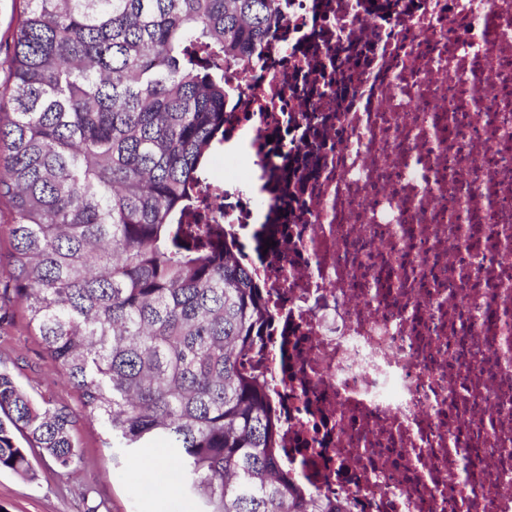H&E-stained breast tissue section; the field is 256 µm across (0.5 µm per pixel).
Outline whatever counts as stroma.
<instances>
[{
  "label": "stroma",
  "instance_id": "obj_1",
  "mask_svg": "<svg viewBox=\"0 0 512 512\" xmlns=\"http://www.w3.org/2000/svg\"><path fill=\"white\" fill-rule=\"evenodd\" d=\"M0 365L34 397L77 407V392L24 323L0 331ZM74 434L80 458L73 469L35 455L33 480L0 471V512H196L197 501L177 493L178 479L169 468L158 469L150 493H142L141 465L159 459L158 449L114 455L97 421L80 420Z\"/></svg>",
  "mask_w": 512,
  "mask_h": 512
}]
</instances>
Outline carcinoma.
I'll return each mask as SVG.
<instances>
[{
	"label": "carcinoma",
	"mask_w": 512,
	"mask_h": 512,
	"mask_svg": "<svg viewBox=\"0 0 512 512\" xmlns=\"http://www.w3.org/2000/svg\"><path fill=\"white\" fill-rule=\"evenodd\" d=\"M280 2L25 0L0 92V329L21 308L80 408L0 369V470L33 479L34 450L71 469L95 419L113 448L164 443L199 512H346L281 463L259 274L224 225L182 223L224 151L226 71Z\"/></svg>",
	"instance_id": "carcinoma-1"
}]
</instances>
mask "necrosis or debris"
I'll return each instance as SVG.
<instances>
[{
	"label": "necrosis or debris",
	"mask_w": 512,
	"mask_h": 512,
	"mask_svg": "<svg viewBox=\"0 0 512 512\" xmlns=\"http://www.w3.org/2000/svg\"><path fill=\"white\" fill-rule=\"evenodd\" d=\"M281 11L199 219L277 305L283 465L349 512H512V0Z\"/></svg>",
	"instance_id": "necrosis-or-debris-1"
}]
</instances>
